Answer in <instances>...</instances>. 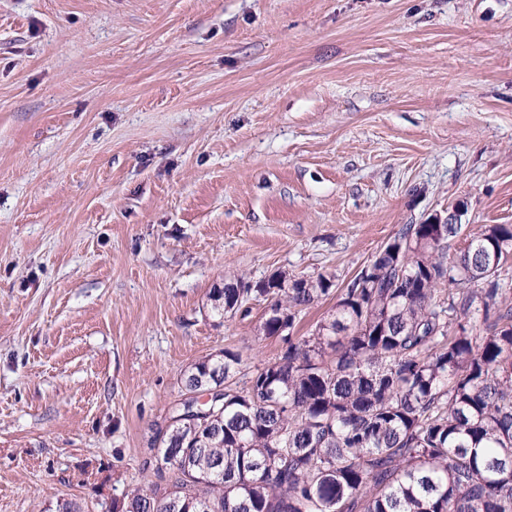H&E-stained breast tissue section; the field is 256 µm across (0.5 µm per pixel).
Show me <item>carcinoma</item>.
<instances>
[{
	"label": "carcinoma",
	"mask_w": 512,
	"mask_h": 512,
	"mask_svg": "<svg viewBox=\"0 0 512 512\" xmlns=\"http://www.w3.org/2000/svg\"><path fill=\"white\" fill-rule=\"evenodd\" d=\"M463 225L404 224L342 288L334 277L237 278L212 313L268 304L278 360L241 373L226 349L184 374L224 389V415L172 425L156 456L165 486L121 512H512V224L448 256ZM334 296L312 334L285 335Z\"/></svg>",
	"instance_id": "carcinoma-1"
}]
</instances>
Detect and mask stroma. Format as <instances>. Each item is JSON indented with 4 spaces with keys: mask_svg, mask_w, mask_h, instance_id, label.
I'll use <instances>...</instances> for the list:
<instances>
[{
    "mask_svg": "<svg viewBox=\"0 0 512 512\" xmlns=\"http://www.w3.org/2000/svg\"><path fill=\"white\" fill-rule=\"evenodd\" d=\"M454 211L512 224V0H0V512L158 482L184 372L283 346L225 280Z\"/></svg>",
    "mask_w": 512,
    "mask_h": 512,
    "instance_id": "1",
    "label": "stroma"
}]
</instances>
